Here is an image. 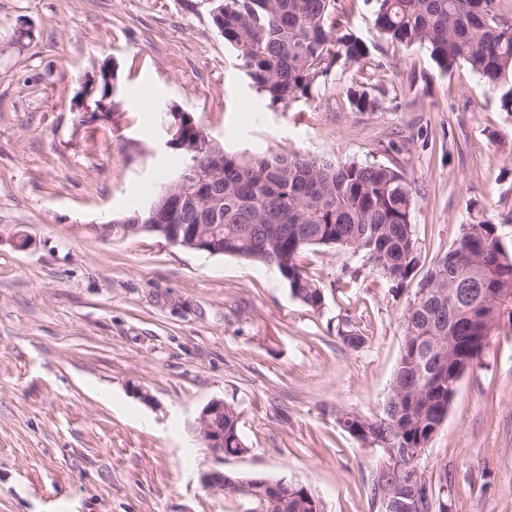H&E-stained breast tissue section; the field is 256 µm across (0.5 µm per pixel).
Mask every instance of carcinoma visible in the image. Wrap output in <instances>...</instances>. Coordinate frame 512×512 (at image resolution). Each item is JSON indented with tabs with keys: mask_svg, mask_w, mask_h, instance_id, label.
<instances>
[{
	"mask_svg": "<svg viewBox=\"0 0 512 512\" xmlns=\"http://www.w3.org/2000/svg\"><path fill=\"white\" fill-rule=\"evenodd\" d=\"M214 23L236 53L252 87L271 108L310 99L333 68L358 66L369 47L349 30L343 0H215ZM498 0H373L380 40L397 48L429 51L444 72L463 63L495 91L512 116V24L497 12ZM116 104L117 69L101 67L95 91ZM360 111L377 108L376 98L349 88ZM183 162L172 188L188 176L199 200L171 217L160 191L134 207L112 233L150 220L204 224L215 248L274 268L292 296L313 310L325 289L301 265L310 247L339 246L363 254L382 279L404 285L418 264L414 235V189L406 171L383 163L338 162L326 154L272 152L244 159L213 140L204 162L178 149ZM414 305L402 316V350L392 384L396 405L373 416L347 413L339 423L355 435L367 431L385 448L390 415L397 416L400 448H425L446 418L448 391L459 366L472 367L483 349L475 337L502 323L512 325V254L487 219L465 224L456 243L419 283ZM248 451L239 413L224 404V454ZM304 488L287 483L269 512H320L303 507Z\"/></svg>",
	"mask_w": 512,
	"mask_h": 512,
	"instance_id": "carcinoma-1",
	"label": "carcinoma"
}]
</instances>
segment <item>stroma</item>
<instances>
[{"label":"stroma","mask_w":512,"mask_h":512,"mask_svg":"<svg viewBox=\"0 0 512 512\" xmlns=\"http://www.w3.org/2000/svg\"><path fill=\"white\" fill-rule=\"evenodd\" d=\"M367 64L269 108L212 19L213 0H0V512H243L203 483L216 467L306 488L321 512H384L383 459L342 414L390 395L401 317L464 224L490 218L512 252V117L478 74L394 49L370 0H345ZM117 66L115 107L83 96ZM359 85L379 100L358 111ZM189 113L226 151L297 150L399 163L414 188V278L313 247L312 310L274 269L100 237L174 178L161 115ZM94 139H87V129ZM364 336L357 349L340 338ZM233 404L246 455L216 462L199 434ZM432 512H512V326L490 336L415 462Z\"/></svg>","instance_id":"1"}]
</instances>
